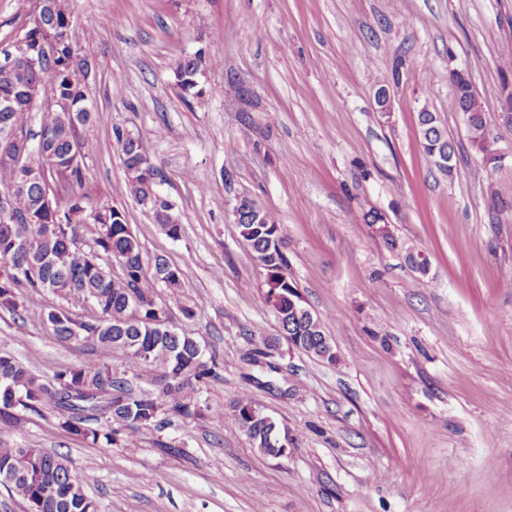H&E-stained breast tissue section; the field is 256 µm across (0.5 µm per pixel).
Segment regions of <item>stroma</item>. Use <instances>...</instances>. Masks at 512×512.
Here are the masks:
<instances>
[{
    "label": "stroma",
    "instance_id": "stroma-1",
    "mask_svg": "<svg viewBox=\"0 0 512 512\" xmlns=\"http://www.w3.org/2000/svg\"><path fill=\"white\" fill-rule=\"evenodd\" d=\"M93 59L78 197L124 209L147 258L180 271L169 320L216 358L197 413L165 415L137 444L96 445L53 411L0 425V446L66 456L98 512H512V0H71ZM212 62L201 96L176 60ZM469 73L498 158L473 148L448 79ZM387 87L389 113L376 109ZM455 145L443 176L418 115ZM138 136L173 239L127 191L113 131ZM248 198L286 235L288 273L322 320L336 363L280 340L265 273L233 208ZM381 212L389 247L368 209ZM430 259L412 270L407 250ZM23 293L0 308V349L34 373L95 367ZM270 362L251 354L268 340ZM288 427L286 456L217 425L240 392ZM211 65V60H207L199 52L178 59L175 63L174 72L182 91L185 93L193 92L199 85V76L206 67ZM419 124L421 145L430 164L440 173L449 174L452 169H443L437 164V157L435 155L434 149L437 145H440V148L447 146L449 154L454 156L455 147L453 143L448 139L444 129L439 124V121L432 112H420Z\"/></svg>",
    "mask_w": 512,
    "mask_h": 512
}]
</instances>
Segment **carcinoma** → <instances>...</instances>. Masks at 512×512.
I'll return each instance as SVG.
<instances>
[{
  "mask_svg": "<svg viewBox=\"0 0 512 512\" xmlns=\"http://www.w3.org/2000/svg\"><path fill=\"white\" fill-rule=\"evenodd\" d=\"M70 0H57L55 11L43 24H30L23 40L46 47L45 65L36 71L23 63H11V53H4L0 62V96L16 94L34 85L46 84L52 95L65 102L42 110L39 139L51 154L53 163L43 178L31 184L24 196L7 200L14 212L23 214L40 200L48 185L62 182L80 185L83 170L74 159L81 155L78 129L90 124L92 115L84 111L87 90L81 85L72 67L81 47L74 39L58 40L59 33L71 29ZM213 61L201 53L181 57L175 63L178 85L185 93L197 88L199 76ZM31 111L29 101L21 100L8 113L0 111V133L6 128L25 130V118ZM421 145L430 164L440 173L448 174L437 164L436 146L455 147L431 112L419 113ZM473 146L483 157L494 159L482 117L470 118L467 126ZM120 146L130 195L138 200L145 196L148 184L156 182L158 171L145 151L133 146L131 139L120 129L113 131ZM174 205L159 199L153 211L154 221L166 229V234L179 238L181 224L168 223V211ZM97 213L93 222H86L84 210ZM240 236L266 272L267 289L263 304L271 305V288H296L293 280L280 278L288 271L285 251L273 244L285 243L283 226L270 212L257 203L244 210L238 218ZM35 241L29 251L15 246L20 234ZM91 241L106 258L119 265L122 274L112 276L105 270L101 277L92 270L90 257L83 244ZM164 258L144 259L138 239L127 224L124 211L114 206H83L80 197H70L68 204L58 206L53 216L41 224L0 222V308L13 310L15 299L23 291L45 290L44 282L59 284L58 296L67 307L41 310L32 319L52 326L54 335L62 342L97 347L107 354H122L120 366L104 363L97 368L66 367L52 377L33 373L11 353L0 351V422L8 426L21 423V413H39L46 406L55 408L61 418V427L85 441L96 444L105 440L110 444L122 437L132 445L138 440L141 428L153 423L162 414L190 415L195 411L196 395L205 379L217 376L216 371L203 360L200 343L186 334L167 333L165 310L153 299L156 283L162 282L169 290L168 298H179L181 281L173 274ZM93 301L96 312L76 318L70 308ZM279 332L293 337L295 348L322 361L331 362L336 353L324 343L323 322L298 318L288 309L275 310ZM144 385L132 384L125 378L127 372ZM104 390L112 392L108 400L98 399ZM24 397L16 403L13 395ZM251 402L240 394L229 413L218 411L212 419L219 425L237 427L253 447L266 455L277 456V431L267 416L256 411L246 414ZM19 471L11 490L24 501L44 496V512H96V506L84 492V477L63 455L40 448H0V469Z\"/></svg>",
  "mask_w": 512,
  "mask_h": 512,
  "instance_id": "1",
  "label": "carcinoma"
}]
</instances>
